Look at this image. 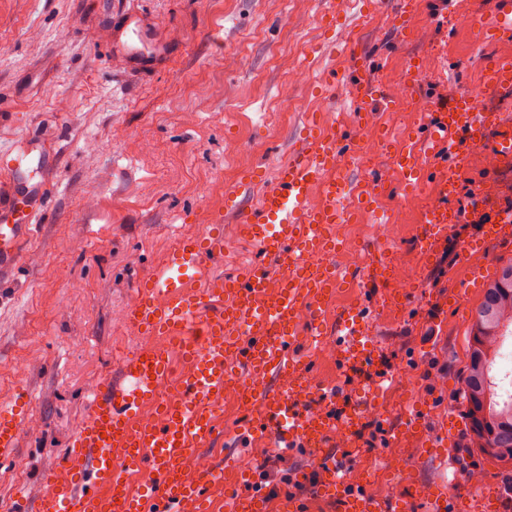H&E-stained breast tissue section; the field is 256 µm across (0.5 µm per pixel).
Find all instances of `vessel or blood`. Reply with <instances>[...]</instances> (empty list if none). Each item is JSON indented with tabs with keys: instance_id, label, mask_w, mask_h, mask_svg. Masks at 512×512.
<instances>
[{
	"instance_id": "b4317fda",
	"label": "vessel or blood",
	"mask_w": 512,
	"mask_h": 512,
	"mask_svg": "<svg viewBox=\"0 0 512 512\" xmlns=\"http://www.w3.org/2000/svg\"><path fill=\"white\" fill-rule=\"evenodd\" d=\"M114 37L121 66L152 64L160 57L123 43L122 31ZM475 37L480 42L512 37V0H497L492 20H478ZM346 52L352 65L347 98L367 122L374 107L390 108L392 100L363 79L366 64L354 47ZM489 77L497 92L511 94L512 57L495 59ZM479 128L484 131L480 137L475 134ZM336 145L335 126L311 115L299 147L263 186L259 206L239 217V236L275 256L276 267L252 265L242 279L211 275L206 259L223 251V237L184 236L161 267L139 278L125 322L139 335L165 337L166 345L144 346L120 358L121 383L107 382L93 391L61 468L44 474L35 504L17 499L19 512H211L208 493L222 484V472L210 467L189 475L183 460L192 448L219 435L224 389L242 374L249 381L248 398L256 403L247 416L249 434L272 438L289 450L318 452L320 492L334 497L337 512H404L407 502L425 498L417 484L405 498L388 502L349 487L342 455L325 452L332 434L351 436L360 426L357 418L337 415L342 391L323 394L315 412L293 390L306 376L293 355L303 313L321 314L335 296V268L316 262L336 249L328 227L351 220L344 200L363 209L378 201L377 192L351 186L345 176L331 171ZM478 147L511 159L512 123H490L478 99L463 94L435 104L422 145H409L393 159L406 188L424 183L428 159H443L441 200L420 218L426 260H433L453 228L448 204L457 194L466 157ZM314 187L321 193L316 207L309 202ZM18 204L12 188L0 184V278L23 261L22 244L41 208L36 197L26 211H19ZM511 236L512 209L504 207L495 224L467 248L484 250ZM193 280L202 281V288H190ZM340 331V364L347 369L375 367L376 350L367 340L369 325L360 308L347 311ZM176 357L189 368L178 383L179 399L170 401L162 398L160 385ZM30 403L31 394L21 384L11 402L0 405V460L14 456ZM147 409L156 419L145 427L140 418ZM144 471L151 473V481L132 487V475ZM254 484L253 473L241 477L228 495V512H267Z\"/></svg>"
}]
</instances>
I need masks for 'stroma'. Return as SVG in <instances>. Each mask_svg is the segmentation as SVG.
Segmentation results:
<instances>
[{
    "label": "stroma",
    "instance_id": "1",
    "mask_svg": "<svg viewBox=\"0 0 512 512\" xmlns=\"http://www.w3.org/2000/svg\"><path fill=\"white\" fill-rule=\"evenodd\" d=\"M396 2L383 0L366 15L359 0H0V162L12 167L18 191L34 184L52 190L23 263L0 283V404L20 381L32 394L30 425L16 454L0 461V512H13L18 492L36 497L43 475L63 464L91 382L119 379V356L144 344L118 315L137 278L161 265L178 237H234L238 211L257 207L261 183L296 149L309 113L331 106L339 140L366 148L365 126L344 94L351 76L345 39L368 61L367 80L387 95L412 58L427 59L417 92L429 106L447 100L452 85L482 91L484 59L512 56V39L479 43L472 26L459 22L477 9L493 18L496 0H420L402 32L386 22ZM332 6L342 15L336 27L322 19ZM131 16L150 18L164 46L166 57L153 69H124L112 60L113 31ZM229 54L239 63L228 72ZM281 54L292 55L307 76L294 89L296 109L279 98ZM373 123L383 142L371 170L352 162L345 172L353 183L369 174L381 178L379 211L363 213L362 221L381 217L394 228L386 239L359 232L355 240L373 257L404 256L396 274L415 281L413 304L385 303L384 289L359 269L354 285L337 288L323 314L321 341L299 335L295 352L323 387L345 386L339 408L348 413L363 400L370 374L324 361L321 350L336 342L346 308L364 309L379 368L390 379L374 395L377 412L342 449L363 491L378 498L390 483L403 496L419 483L436 494L447 481L464 504L478 488L497 489L504 512H512V476L465 447V426L448 423L449 412L465 411L470 328L484 295L469 281L465 242L482 227L456 225L434 263L421 268L420 214L434 199L442 162L428 161L423 187L404 189L392 155L421 136L422 115L379 111ZM145 140L151 153L140 148ZM245 176L253 182L239 188ZM148 182L157 192L146 198L141 188ZM461 183L451 209H463L485 183L502 190L490 212L512 208V166L485 168L480 150L470 153ZM76 239L82 249H72ZM450 294L455 300L443 324H435L424 301ZM415 412L413 437L389 444L388 427ZM242 414L241 407L224 408L221 434L201 447L224 469L222 485L209 492L212 512H226V496L246 469L264 475L270 512L291 499L302 512H336L316 489L292 490L284 482L290 473L316 470L313 453H287L265 438L239 447ZM448 437L462 450L455 467L438 456ZM474 472L481 475L476 485Z\"/></svg>",
    "mask_w": 512,
    "mask_h": 512
}]
</instances>
